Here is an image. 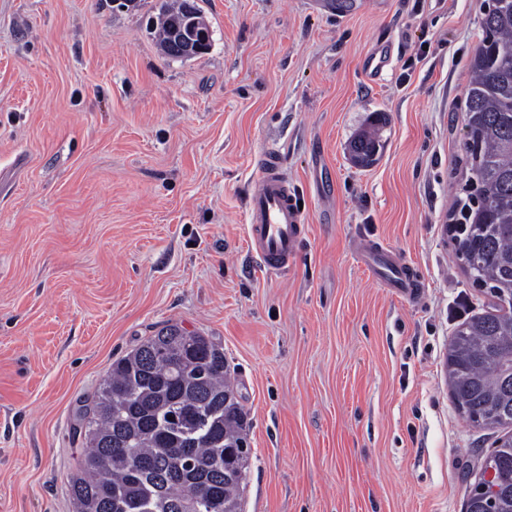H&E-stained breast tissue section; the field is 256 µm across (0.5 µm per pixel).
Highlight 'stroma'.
<instances>
[{"label": "stroma", "instance_id": "stroma-1", "mask_svg": "<svg viewBox=\"0 0 512 512\" xmlns=\"http://www.w3.org/2000/svg\"><path fill=\"white\" fill-rule=\"evenodd\" d=\"M486 3L199 0L211 48L173 60L161 0H0V512H72L79 406L169 323L224 347L251 422L243 512H463L499 435L445 368L497 305L448 231ZM377 112L362 168L349 143ZM268 151L308 217L277 273L246 222ZM373 242L418 294L358 262Z\"/></svg>", "mask_w": 512, "mask_h": 512}]
</instances>
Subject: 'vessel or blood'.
<instances>
[{"label":"vessel or blood","mask_w":512,"mask_h":512,"mask_svg":"<svg viewBox=\"0 0 512 512\" xmlns=\"http://www.w3.org/2000/svg\"><path fill=\"white\" fill-rule=\"evenodd\" d=\"M247 222L249 247L268 271L281 272L293 265L304 239L306 216L278 156L267 154L260 160V174L248 203ZM359 255L365 263L376 266L388 287L403 293L415 288L405 264L388 250L368 244L361 247Z\"/></svg>","instance_id":"vessel-or-blood-1"}]
</instances>
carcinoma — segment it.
I'll list each match as a JSON object with an SVG mask.
<instances>
[{
  "label": "carcinoma",
  "mask_w": 512,
  "mask_h": 512,
  "mask_svg": "<svg viewBox=\"0 0 512 512\" xmlns=\"http://www.w3.org/2000/svg\"><path fill=\"white\" fill-rule=\"evenodd\" d=\"M470 63L463 149L469 178L455 213V255L473 282L512 294V0H490ZM358 165L376 162L379 137L360 138ZM448 385L462 413L512 427V316L463 321L448 353ZM248 413L224 347L169 324L112 362L78 415L85 452L69 480L73 512H239L252 449ZM488 458L497 491L477 480L465 512H512V432Z\"/></svg>",
  "instance_id": "obj_1"
}]
</instances>
